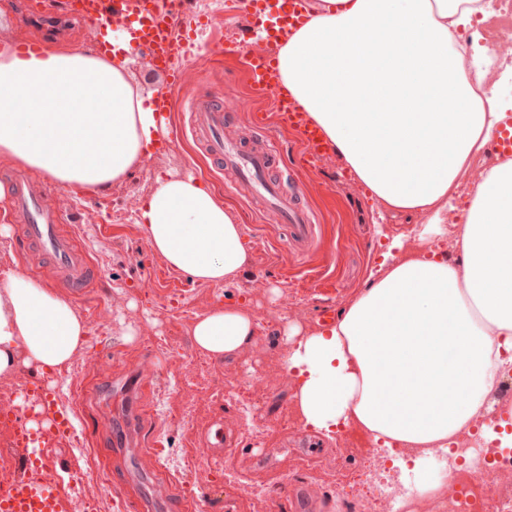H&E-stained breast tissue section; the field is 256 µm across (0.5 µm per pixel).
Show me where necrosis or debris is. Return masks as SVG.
<instances>
[{
  "label": "necrosis or debris",
  "instance_id": "4bbe7bcc",
  "mask_svg": "<svg viewBox=\"0 0 512 512\" xmlns=\"http://www.w3.org/2000/svg\"><path fill=\"white\" fill-rule=\"evenodd\" d=\"M477 440L465 434L448 448L429 449L445 471L441 490L429 497L391 486L389 456L375 451L361 470L333 478L319 470L313 479L323 494H339V512H512V455Z\"/></svg>",
  "mask_w": 512,
  "mask_h": 512
}]
</instances>
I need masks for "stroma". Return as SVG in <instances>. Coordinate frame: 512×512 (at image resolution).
Returning <instances> with one entry per match:
<instances>
[{
  "instance_id": "obj_1",
  "label": "stroma",
  "mask_w": 512,
  "mask_h": 512,
  "mask_svg": "<svg viewBox=\"0 0 512 512\" xmlns=\"http://www.w3.org/2000/svg\"><path fill=\"white\" fill-rule=\"evenodd\" d=\"M37 0H0V42L18 45L48 41L50 48L80 44L94 48L102 39L91 25L77 18L40 16ZM173 68L185 71L191 87L229 106L245 102V109L224 124L230 134L271 139L280 159L270 177L288 190H298L318 226L319 240L309 253L296 255L288 230L244 196L230 174L217 173L201 146L191 138L175 140L166 151L148 153L141 168L122 185L105 190L83 189L73 197L66 187L52 184L51 202L62 227H75L79 244L99 271L87 300L78 307L87 322L83 351L70 373L62 375L56 393L58 405L71 411L77 429L87 441L48 446L53 461L79 479L86 494L96 496L98 512H111L117 493L150 498L155 485L178 486L197 499L207 512L210 498L229 500L238 512H258V505L238 484L225 481L228 471L244 480L268 485L278 512H289L283 471L296 469L306 479L308 468L296 455L300 448H317L324 460L338 466L362 465L374 443L360 432L348 438L325 435L312 428L279 426L280 404L292 401L295 382L290 376L271 380L269 372L282 365L284 329L291 323L323 325L324 309L340 310L364 288L371 268L388 238L409 233L418 216L402 214L379 222L378 205L345 166L329 157L324 168L301 167L295 139L268 127L255 133L252 112L268 108L252 93L234 59H173ZM173 171L201 176L217 190L237 216L252 252V262L232 284L214 287L189 281L169 270L154 254L136 223L138 209L156 176ZM232 301L250 307L258 316L256 341L250 349L220 361L203 359L193 348L188 328L196 314ZM136 339L126 342L127 329ZM151 350V390L142 397L146 439L159 440L162 453L141 470L129 456H109L98 445V432L113 425V413L103 405L104 380L121 376L143 350ZM212 393H195L198 382ZM271 385L268 398L244 412L237 399L240 388ZM222 423L235 450L222 464L210 462L202 450L208 427ZM265 431L263 440L251 436L252 427ZM196 462L195 473L185 472V455Z\"/></svg>"
}]
</instances>
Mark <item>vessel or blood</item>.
Masks as SVG:
<instances>
[{
	"mask_svg": "<svg viewBox=\"0 0 512 512\" xmlns=\"http://www.w3.org/2000/svg\"><path fill=\"white\" fill-rule=\"evenodd\" d=\"M237 3L242 20L256 18L267 22V33L273 38L304 19L302 0H237ZM48 7L76 15L102 29L124 26L132 47L163 73L169 86L168 92L157 94L154 100V111L167 137L182 133L173 116L178 99H185L191 112L189 131L207 156L219 167L234 172L278 215L297 248L305 251L313 245L316 226L310 213L299 205L296 196L266 178L275 160L272 147L256 150L225 141L223 108L188 92L182 71L170 68L171 58L181 55L186 48L185 42L175 40L172 31L171 21L179 10L177 0H50ZM212 52L238 59L251 86L272 100V116L255 114V125L262 128L267 122H274L294 136L300 147L301 165L318 167L329 155L330 144L306 113L293 108L281 92L273 58L254 50L252 41L246 39L214 42ZM10 183L11 195L4 216L20 223L24 238L35 248L34 259L48 261L56 280L71 294L88 293L93 286L91 262L75 232L62 230L46 189L24 174L11 176ZM30 388L35 393L33 403L43 423L32 427L21 419L15 424L13 450L18 471L0 480V512H67L69 494L64 480L48 458L32 455L31 450L49 438L72 439L77 430L69 413L59 408L50 383L40 380L31 383ZM285 493L294 512H317L318 505L307 488L295 484L287 487Z\"/></svg>",
	"mask_w": 512,
	"mask_h": 512,
	"instance_id": "1",
	"label": "vessel or blood"
}]
</instances>
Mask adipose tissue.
<instances>
[{
  "mask_svg": "<svg viewBox=\"0 0 512 512\" xmlns=\"http://www.w3.org/2000/svg\"><path fill=\"white\" fill-rule=\"evenodd\" d=\"M488 11L481 0H308L303 24L277 44L285 93L338 159L386 211L423 218L421 250L393 238L335 320L288 328L306 426L444 448L480 408L495 411L496 383L512 374V160L487 169L463 223L448 225L461 174L512 113L484 79L480 45L456 41ZM132 62L125 34L105 58L0 50V158L65 186L123 182L160 133ZM137 222L191 281L226 285L250 263L236 216L201 178L157 177ZM447 240L460 260L438 252ZM86 334L65 295L20 272L0 279V379L70 370ZM190 334L200 355L221 360L254 344L256 321L228 303L197 315Z\"/></svg>",
  "mask_w": 512,
  "mask_h": 512,
  "instance_id": "obj_1",
  "label": "adipose tissue"
}]
</instances>
